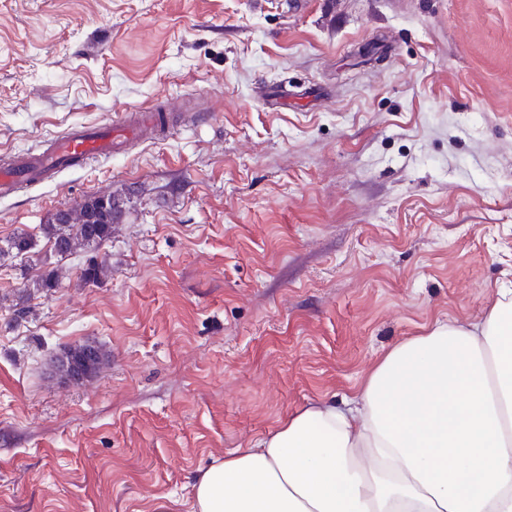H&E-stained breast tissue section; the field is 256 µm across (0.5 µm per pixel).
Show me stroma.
<instances>
[{
	"label": "stroma",
	"mask_w": 512,
	"mask_h": 512,
	"mask_svg": "<svg viewBox=\"0 0 512 512\" xmlns=\"http://www.w3.org/2000/svg\"><path fill=\"white\" fill-rule=\"evenodd\" d=\"M156 106L170 133L0 199V246L35 240L0 258V512H190L512 289V0H0V162ZM103 194L111 238L58 255L42 224ZM86 342L108 364L61 381Z\"/></svg>",
	"instance_id": "stroma-1"
}]
</instances>
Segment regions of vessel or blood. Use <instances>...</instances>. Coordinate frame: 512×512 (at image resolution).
I'll use <instances>...</instances> for the list:
<instances>
[{"mask_svg": "<svg viewBox=\"0 0 512 512\" xmlns=\"http://www.w3.org/2000/svg\"><path fill=\"white\" fill-rule=\"evenodd\" d=\"M137 133V127L122 121H110L92 128L67 131L51 150L40 154L20 155L16 163L5 169L0 168V197L9 196L18 180L41 179L60 165L74 166L85 159L118 151Z\"/></svg>", "mask_w": 512, "mask_h": 512, "instance_id": "1", "label": "vessel or blood"}]
</instances>
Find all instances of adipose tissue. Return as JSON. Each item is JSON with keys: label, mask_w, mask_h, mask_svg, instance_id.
<instances>
[{"label": "adipose tissue", "mask_w": 512, "mask_h": 512, "mask_svg": "<svg viewBox=\"0 0 512 512\" xmlns=\"http://www.w3.org/2000/svg\"><path fill=\"white\" fill-rule=\"evenodd\" d=\"M191 512H512V290L211 464Z\"/></svg>", "instance_id": "1"}]
</instances>
